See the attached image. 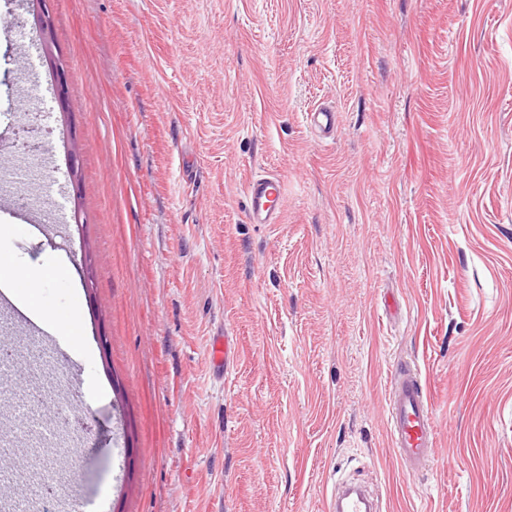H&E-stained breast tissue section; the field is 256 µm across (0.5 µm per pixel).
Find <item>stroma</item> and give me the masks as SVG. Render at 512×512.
<instances>
[{
    "label": "stroma",
    "mask_w": 512,
    "mask_h": 512,
    "mask_svg": "<svg viewBox=\"0 0 512 512\" xmlns=\"http://www.w3.org/2000/svg\"><path fill=\"white\" fill-rule=\"evenodd\" d=\"M46 6L67 114L0 0V251L48 269L33 304L79 323L99 386L67 403L88 429L57 440L58 485L90 512H330L345 480L380 512H512V0ZM264 173L277 224L247 219ZM21 188L57 238L20 227ZM400 361L438 418L417 475L388 436ZM306 116L310 124L323 135L330 134L336 126V113L331 107H318L313 112H308ZM245 193L250 223H280L283 193L279 178L273 175H252L245 183ZM211 359L219 374H227L234 361L232 344L228 336L214 337L211 345Z\"/></svg>",
    "instance_id": "obj_1"
}]
</instances>
